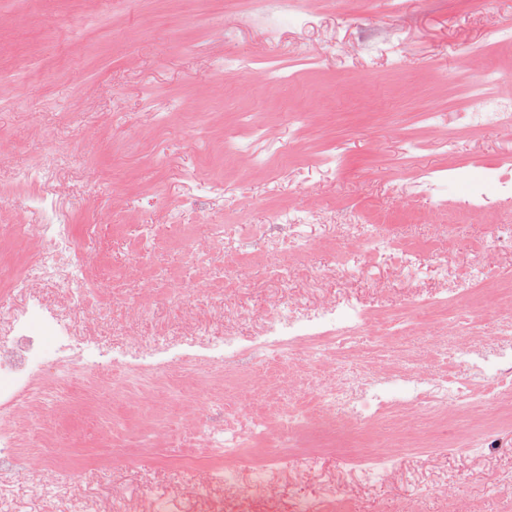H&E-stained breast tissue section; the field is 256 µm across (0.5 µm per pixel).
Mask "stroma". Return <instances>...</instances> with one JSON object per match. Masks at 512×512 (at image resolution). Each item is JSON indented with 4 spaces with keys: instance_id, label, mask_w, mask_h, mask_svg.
Listing matches in <instances>:
<instances>
[{
    "instance_id": "stroma-1",
    "label": "stroma",
    "mask_w": 512,
    "mask_h": 512,
    "mask_svg": "<svg viewBox=\"0 0 512 512\" xmlns=\"http://www.w3.org/2000/svg\"><path fill=\"white\" fill-rule=\"evenodd\" d=\"M47 23L29 0H0V139L10 155L0 160V208L6 218L43 223L31 203L32 185L16 181L14 168L28 165L50 137H68L76 160L62 176L70 196L63 207L74 224L95 223L100 211L116 209V230H100L105 269L99 301L109 315L98 341L121 345L132 331L122 301L112 296L110 272L127 259L123 243L138 225L151 224L160 239L154 262L185 277L182 247L208 223L266 224L279 211L297 213L318 225L360 220L391 225L395 236L419 239L427 228L400 218L405 198L434 217L440 204L455 250L449 275L437 273L431 256H419L417 280L383 268L340 277L329 256L308 258L291 289L316 303L335 292L367 305L397 307L418 293L453 288L460 252L489 239L493 227L460 222L467 198L465 176L512 157V129L468 125L466 90L486 63L502 79L490 94L512 99V51L500 45L512 27V0H301L299 14L271 27L251 0H48ZM237 30L232 42L215 39L224 27ZM244 55L273 69L276 80L221 70L215 58ZM240 112L261 113L262 139L236 123ZM434 112L433 124L421 115ZM96 140L81 139L84 128ZM235 135L245 152L265 158L250 168L224 153L225 135ZM216 191L222 206L207 215L187 209L178 223L165 214L179 197ZM237 300L195 298L201 331L219 336L224 318L253 306L272 287L267 265L234 272ZM172 304L158 302L136 331L154 343L180 333ZM47 410L63 414L61 446L52 463L23 453L22 464L0 474L10 512H151L158 491L182 501L187 484L173 467L142 462L133 447L121 462L112 458L111 435L88 429L90 411L132 420L136 410L111 393L86 401L79 393H46ZM501 445L450 448L430 456L405 453L394 459L383 482L325 459L307 473L285 466L275 475L280 491L353 497L359 512H399L421 497V512H512V427ZM445 480L448 500L424 497L427 483Z\"/></svg>"
}]
</instances>
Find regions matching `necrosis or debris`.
I'll use <instances>...</instances> for the list:
<instances>
[{"label":"necrosis or debris","instance_id":"necrosis-or-debris-1","mask_svg":"<svg viewBox=\"0 0 512 512\" xmlns=\"http://www.w3.org/2000/svg\"><path fill=\"white\" fill-rule=\"evenodd\" d=\"M497 79L496 67L487 66L472 88L474 125L512 126V102L485 92ZM469 189L470 217L487 216L490 197H512V181L493 167L471 179ZM436 219L426 238L404 241L394 240L387 224H341L316 233L284 213L268 224L209 225L186 243L191 275L171 296L183 322L193 317L184 295L209 297L220 285L223 298L237 296L231 274L243 264L271 262L278 287L260 296L247 332L225 330L199 350L146 351L134 342L112 355L117 374L102 369L100 354L68 338L69 316L92 331L106 315L92 274L100 260L82 248L96 225L70 223L62 211L34 233L22 221L1 224L0 264L16 274L0 284L36 292L53 283L58 291L52 303L34 299L0 334V473L18 462L23 425H31L36 447L57 445L60 430L40 405L35 367L49 342V364L64 370L68 382L90 393L111 389L143 408L171 388L169 368L182 369L190 387L183 428L147 434L152 447L183 448L174 462L194 481L185 512H257L261 503L267 512H356L355 502L335 494H300L281 503L270 474L298 456L311 464L332 456L377 478L389 461V442L431 454L467 446L476 433L493 437L512 423V270L496 268L501 254L512 253V224L495 225L491 241L479 246V262L458 264L460 287L450 296H422L391 310L332 295L307 309L281 288L315 253L333 254L342 271L352 265L397 270L424 252L447 261L446 210ZM127 247L132 260L118 278L132 282L137 297L124 302L122 313L137 324L158 301L161 283L146 266L147 238L130 239ZM219 263L226 273L220 284ZM450 332L455 340L445 352L437 341ZM476 333L493 337V348L474 346L469 337ZM411 336L426 337L429 353L407 345ZM207 466L211 482H197Z\"/></svg>","mask_w":512,"mask_h":512}]
</instances>
